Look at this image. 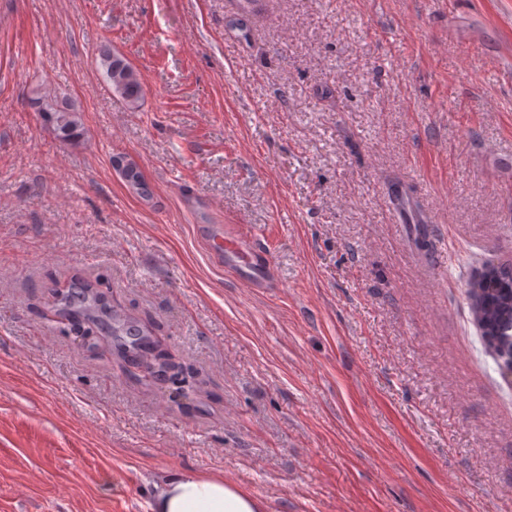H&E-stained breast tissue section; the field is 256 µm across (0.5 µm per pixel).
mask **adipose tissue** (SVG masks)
Masks as SVG:
<instances>
[{"mask_svg":"<svg viewBox=\"0 0 512 512\" xmlns=\"http://www.w3.org/2000/svg\"><path fill=\"white\" fill-rule=\"evenodd\" d=\"M151 512H267V505L222 478L175 469L165 478Z\"/></svg>","mask_w":512,"mask_h":512,"instance_id":"obj_1","label":"adipose tissue"}]
</instances>
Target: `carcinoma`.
Segmentation results:
<instances>
[{"instance_id": "cac0c4a2", "label": "carcinoma", "mask_w": 512, "mask_h": 512, "mask_svg": "<svg viewBox=\"0 0 512 512\" xmlns=\"http://www.w3.org/2000/svg\"><path fill=\"white\" fill-rule=\"evenodd\" d=\"M101 60L113 93L128 107L137 108L144 96L138 71L123 56L110 51L103 52ZM31 104L36 111L48 117V122L59 140L73 146L81 143L80 110L74 104L48 90L36 93ZM116 163L134 190L141 194L148 191L135 165L120 158ZM469 299L472 304L481 303L480 309H471L473 320L485 317L495 323L499 336L512 337V295L504 296L497 289L484 287L473 275L469 283ZM63 311L76 315L82 323L99 325L107 333L117 337V346L125 351L145 356L152 350L149 337L135 326L127 322L112 324L114 317L110 306L103 302L102 293L88 283L80 287V292L66 298Z\"/></svg>"}]
</instances>
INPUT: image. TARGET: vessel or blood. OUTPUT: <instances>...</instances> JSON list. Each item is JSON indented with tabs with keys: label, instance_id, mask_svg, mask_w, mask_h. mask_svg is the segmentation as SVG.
Returning <instances> with one entry per match:
<instances>
[{
	"label": "vessel or blood",
	"instance_id": "vessel-or-blood-1",
	"mask_svg": "<svg viewBox=\"0 0 512 512\" xmlns=\"http://www.w3.org/2000/svg\"><path fill=\"white\" fill-rule=\"evenodd\" d=\"M206 242L212 255L223 261L226 269L253 288H271L275 282L269 274L270 258L254 240L242 235L229 224L208 227Z\"/></svg>",
	"mask_w": 512,
	"mask_h": 512
}]
</instances>
